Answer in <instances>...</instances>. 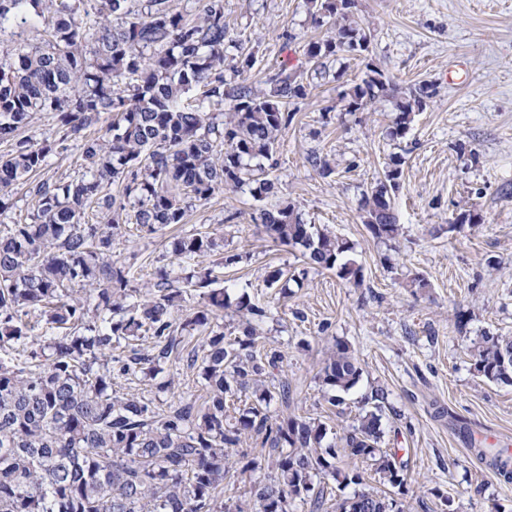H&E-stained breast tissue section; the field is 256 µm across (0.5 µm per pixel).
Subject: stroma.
Returning a JSON list of instances; mask_svg holds the SVG:
<instances>
[{
	"instance_id": "stroma-1",
	"label": "stroma",
	"mask_w": 512,
	"mask_h": 512,
	"mask_svg": "<svg viewBox=\"0 0 512 512\" xmlns=\"http://www.w3.org/2000/svg\"><path fill=\"white\" fill-rule=\"evenodd\" d=\"M233 36L258 46L247 78L264 85L281 64L310 75L305 48L312 29L304 0H224ZM354 17L370 31L366 56H339L331 76L315 80L282 137L276 200L293 202L304 219L354 243L363 268L360 286L335 272H304L297 248L274 242L252 216L248 190H226L189 211L185 223L154 234L122 232L112 257L131 269L133 286L151 289L159 267L180 269L172 253L179 236L210 234L221 255L238 263L218 270L230 299L249 296L267 310L265 353L282 358L263 385L287 399L268 411L325 421L343 434L377 386L389 392L383 445L398 449L410 476L406 512H512V480L478 459L472 443L512 449V387L483 381L470 348L482 333H512V0H357ZM373 61L399 90L435 88L414 112L403 138L387 135L393 103L383 100L348 113L341 95ZM336 166L324 178L310 154ZM403 159L395 212L403 233L395 246L374 241L363 223L362 200L390 159ZM474 210L482 224L449 234L448 223ZM301 274L287 291L268 287L269 270ZM430 283L409 288L414 274ZM346 343L363 374L334 406L319 373L336 342ZM169 382L160 390L159 382ZM121 395L164 408L179 397H202L199 367L187 355L158 380L144 374L119 380Z\"/></svg>"
}]
</instances>
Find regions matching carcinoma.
<instances>
[{
	"mask_svg": "<svg viewBox=\"0 0 512 512\" xmlns=\"http://www.w3.org/2000/svg\"><path fill=\"white\" fill-rule=\"evenodd\" d=\"M197 13L175 0H0V216L13 207L12 189L27 182L37 209L30 223L0 234V512H228L224 479L235 466L248 475L257 512H292L295 500L325 505L320 475L336 473L343 452L371 466L391 491L359 490L335 512H404L391 493L408 492L407 465L381 446V420L390 407L383 387L367 397L356 424L332 444L329 426L312 417L272 418L251 406L227 421L226 404L256 384L275 358L257 356L266 310L242 295L235 304L242 335L225 340L214 309L228 308L202 259L218 251L209 235L174 244L183 277L207 298L177 324L183 301L170 272H157L156 291L141 293L112 261V240L135 223L152 234L182 224L216 193L248 187L257 202L277 194L271 170L282 133L307 98L308 85L282 66L262 89L244 74L257 50L231 37L224 0H196ZM310 22L333 35L307 44L314 73L344 53L368 50L370 34L353 19L356 0H306ZM43 27L40 42L27 31ZM434 95L430 85L402 94L383 70L365 64L364 77L342 95L358 112L381 98L394 100L389 135H406L412 114ZM39 112L55 117L40 139L21 135ZM97 135L87 130L101 116ZM76 149L77 176H43L58 147ZM402 158L394 157L365 200L372 238L394 243L402 234L394 213ZM119 187L118 195L110 193ZM448 232L482 221L459 213ZM274 241L302 248L306 264L355 285L362 267L355 247L305 222L295 204L259 208ZM36 315L55 336L34 334ZM204 334V406L183 396L163 411L112 389L132 366L151 377L163 372L183 340L178 330ZM140 341L127 359L114 344ZM473 371L512 386V334L483 333L470 349ZM362 368L338 342L320 373L328 402L357 386ZM261 440L268 454L242 448ZM499 475L512 477L507 448H480Z\"/></svg>",
	"mask_w": 512,
	"mask_h": 512,
	"instance_id": "carcinoma-1",
	"label": "carcinoma"
}]
</instances>
